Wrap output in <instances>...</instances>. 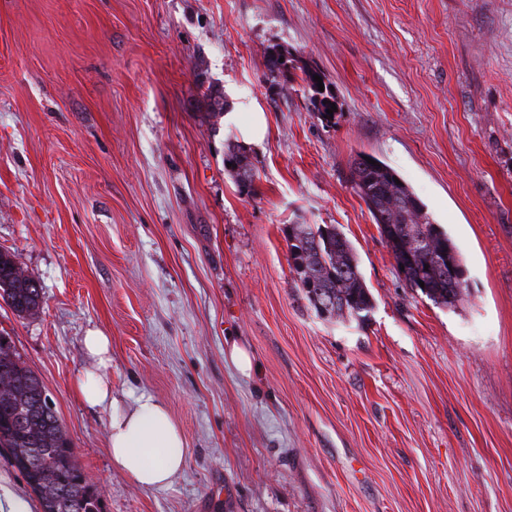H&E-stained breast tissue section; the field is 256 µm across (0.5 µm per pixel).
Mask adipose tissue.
Returning <instances> with one entry per match:
<instances>
[{
    "label": "adipose tissue",
    "instance_id": "obj_1",
    "mask_svg": "<svg viewBox=\"0 0 512 512\" xmlns=\"http://www.w3.org/2000/svg\"><path fill=\"white\" fill-rule=\"evenodd\" d=\"M96 369L78 383L81 399L92 407L111 411L109 448L114 467L142 488L166 485L184 465L185 443L167 408L149 397L133 406L120 407L112 396L110 341L96 330L84 338Z\"/></svg>",
    "mask_w": 512,
    "mask_h": 512
}]
</instances>
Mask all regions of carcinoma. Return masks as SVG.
Returning <instances> with one entry per match:
<instances>
[{
    "label": "carcinoma",
    "mask_w": 512,
    "mask_h": 512,
    "mask_svg": "<svg viewBox=\"0 0 512 512\" xmlns=\"http://www.w3.org/2000/svg\"><path fill=\"white\" fill-rule=\"evenodd\" d=\"M289 59L272 51L270 73L288 80ZM311 111L321 121L336 97L318 90L316 69L304 71ZM205 119L218 120L227 106L224 93L207 88ZM358 153L350 164L349 181L365 203L396 268L410 288L434 303L454 307L462 300L465 263L448 232L435 223L426 205L395 169L381 159L372 165ZM224 163L241 191L255 193V167L249 153L227 144ZM288 262L306 299L320 310L332 304L330 318H364L372 296L359 270L350 241L333 225L291 224L287 235ZM424 285H419V282ZM0 300L19 316L36 314L42 306V288L24 274L8 251H0ZM48 395L9 340H0V448L7 449L12 466L25 478L39 501L40 512H103L100 491L77 464Z\"/></svg>",
    "instance_id": "obj_1"
}]
</instances>
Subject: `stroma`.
Here are the masks:
<instances>
[{
	"label": "stroma",
	"instance_id": "1",
	"mask_svg": "<svg viewBox=\"0 0 512 512\" xmlns=\"http://www.w3.org/2000/svg\"><path fill=\"white\" fill-rule=\"evenodd\" d=\"M211 85L262 108V143L203 120ZM359 152L460 247L457 307L398 273L348 183ZM291 224L352 243L365 319L305 299ZM0 250L43 288L32 316L0 301V334L104 512H512V0H0ZM91 329L112 339L118 404L152 397L183 432L165 488L113 467L110 413L76 392ZM306 87L310 93L309 101L312 112H316L322 122L326 124L332 123L335 119L336 111H333V119H330V114L327 113L328 109H331V103L336 105V97L328 90L327 85L324 82L323 76L317 69H307L304 71ZM314 75L320 76L324 84V91L318 90L317 81H314ZM327 100L326 104L323 101ZM327 115V118H324ZM227 163L233 166L227 167ZM224 167L235 178L240 190L247 195L255 193V167L249 153L238 144H227V151L224 152Z\"/></svg>",
	"mask_w": 512,
	"mask_h": 512
}]
</instances>
